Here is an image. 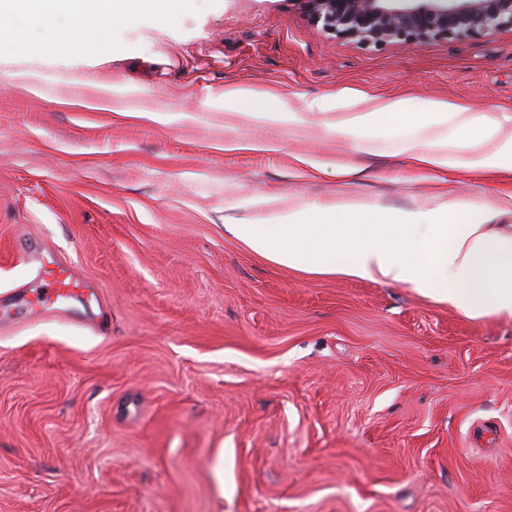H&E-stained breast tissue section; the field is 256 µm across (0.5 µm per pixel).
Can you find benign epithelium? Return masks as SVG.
I'll return each instance as SVG.
<instances>
[{"label":"benign epithelium","mask_w":512,"mask_h":512,"mask_svg":"<svg viewBox=\"0 0 512 512\" xmlns=\"http://www.w3.org/2000/svg\"><path fill=\"white\" fill-rule=\"evenodd\" d=\"M337 39L363 47L463 41L512 30V0H299Z\"/></svg>","instance_id":"obj_1"}]
</instances>
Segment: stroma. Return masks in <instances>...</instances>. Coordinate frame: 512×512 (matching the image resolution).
I'll use <instances>...</instances> for the list:
<instances>
[{"instance_id": "stroma-1", "label": "stroma", "mask_w": 512, "mask_h": 512, "mask_svg": "<svg viewBox=\"0 0 512 512\" xmlns=\"http://www.w3.org/2000/svg\"><path fill=\"white\" fill-rule=\"evenodd\" d=\"M111 36L0 55V307L36 288L45 245L89 288L76 321L30 304L0 327V512H512V317L289 269L224 231L448 193L512 224V172L414 169L406 126L336 133L397 98L512 133V31L364 48L298 0H187ZM228 88L261 97L227 110ZM274 102L296 121L253 119Z\"/></svg>"}]
</instances>
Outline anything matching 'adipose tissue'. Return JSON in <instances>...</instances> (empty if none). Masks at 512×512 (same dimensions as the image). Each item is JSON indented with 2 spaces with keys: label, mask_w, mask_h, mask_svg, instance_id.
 I'll list each match as a JSON object with an SVG mask.
<instances>
[{
  "label": "adipose tissue",
  "mask_w": 512,
  "mask_h": 512,
  "mask_svg": "<svg viewBox=\"0 0 512 512\" xmlns=\"http://www.w3.org/2000/svg\"><path fill=\"white\" fill-rule=\"evenodd\" d=\"M178 0H0L17 23L0 37V53L63 52L101 46L112 27L142 13L172 14ZM43 27L46 35L35 39ZM413 124H448L451 139L417 136L402 151L417 167L450 170L468 164L512 172V135L484 111L449 102L415 112L405 100L357 115L343 136ZM498 209L454 195L426 210L378 206H302L226 230L253 252L281 266L373 283L405 284L470 318L512 316V225Z\"/></svg>",
  "instance_id": "1"
}]
</instances>
